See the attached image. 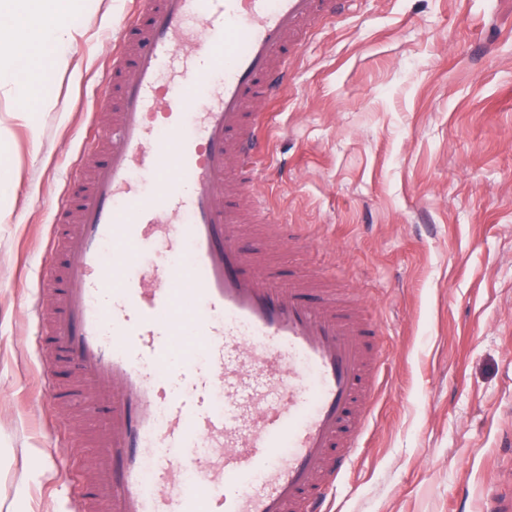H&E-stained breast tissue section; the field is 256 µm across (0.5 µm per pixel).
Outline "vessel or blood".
I'll return each instance as SVG.
<instances>
[{"instance_id":"vessel-or-blood-1","label":"vessel or blood","mask_w":512,"mask_h":512,"mask_svg":"<svg viewBox=\"0 0 512 512\" xmlns=\"http://www.w3.org/2000/svg\"><path fill=\"white\" fill-rule=\"evenodd\" d=\"M344 2L138 0L112 61L109 147L33 301L54 365L43 392L97 430L84 512H331L378 397V328L281 275L242 209L272 221L254 106L284 93L288 52ZM187 332L197 348L166 370ZM485 512H512V471Z\"/></svg>"}]
</instances>
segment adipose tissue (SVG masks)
Wrapping results in <instances>:
<instances>
[{
  "label": "adipose tissue",
  "instance_id": "adipose-tissue-1",
  "mask_svg": "<svg viewBox=\"0 0 512 512\" xmlns=\"http://www.w3.org/2000/svg\"><path fill=\"white\" fill-rule=\"evenodd\" d=\"M78 0H0V65L19 73L46 65V51L58 47L66 31L63 18Z\"/></svg>",
  "mask_w": 512,
  "mask_h": 512
}]
</instances>
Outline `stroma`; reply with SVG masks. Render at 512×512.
<instances>
[{"label":"stroma","instance_id":"stroma-1","mask_svg":"<svg viewBox=\"0 0 512 512\" xmlns=\"http://www.w3.org/2000/svg\"><path fill=\"white\" fill-rule=\"evenodd\" d=\"M136 0H83L46 76L52 109H16L0 73V512H82L84 431L36 401L28 307L57 210L109 114L96 106ZM265 105L259 191L307 247L286 272L327 274L381 331L384 383L332 512H482L512 435V0H356L320 24Z\"/></svg>","mask_w":512,"mask_h":512}]
</instances>
